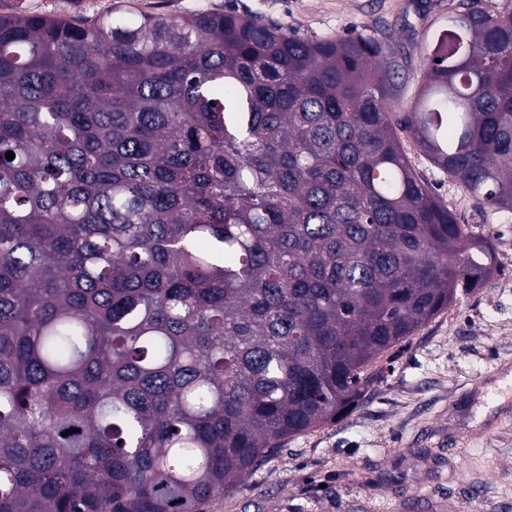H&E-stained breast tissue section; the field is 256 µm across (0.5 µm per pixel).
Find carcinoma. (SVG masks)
Returning a JSON list of instances; mask_svg holds the SVG:
<instances>
[{"label":"carcinoma","mask_w":512,"mask_h":512,"mask_svg":"<svg viewBox=\"0 0 512 512\" xmlns=\"http://www.w3.org/2000/svg\"><path fill=\"white\" fill-rule=\"evenodd\" d=\"M446 15L401 113L373 36L0 13V512H203L497 271L403 146L512 208V0Z\"/></svg>","instance_id":"cac0c4a2"}]
</instances>
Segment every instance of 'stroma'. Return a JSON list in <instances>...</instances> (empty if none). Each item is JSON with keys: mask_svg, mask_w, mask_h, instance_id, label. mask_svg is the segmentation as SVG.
<instances>
[{"mask_svg": "<svg viewBox=\"0 0 512 512\" xmlns=\"http://www.w3.org/2000/svg\"><path fill=\"white\" fill-rule=\"evenodd\" d=\"M436 0H0V12L187 16L229 5L317 38L357 29L401 51L410 111ZM413 167L458 223L489 226L500 267L370 365L364 402L297 435L205 512H512V210L477 212L419 151Z\"/></svg>", "mask_w": 512, "mask_h": 512, "instance_id": "obj_1", "label": "stroma"}]
</instances>
